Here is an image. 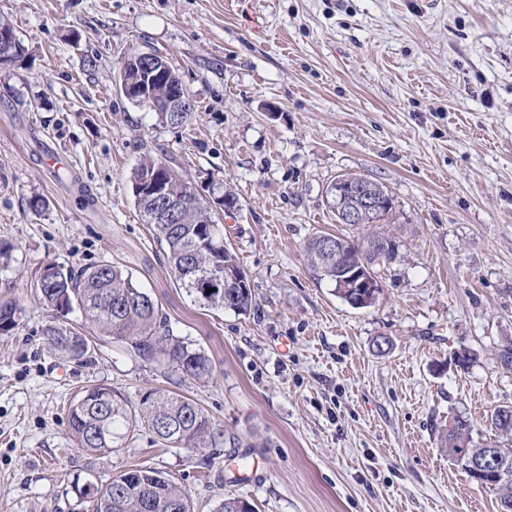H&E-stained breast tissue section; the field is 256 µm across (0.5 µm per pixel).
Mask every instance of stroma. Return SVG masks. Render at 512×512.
<instances>
[{
    "label": "stroma",
    "mask_w": 512,
    "mask_h": 512,
    "mask_svg": "<svg viewBox=\"0 0 512 512\" xmlns=\"http://www.w3.org/2000/svg\"><path fill=\"white\" fill-rule=\"evenodd\" d=\"M0 20L31 52L0 68V303L17 306L0 333V512H91L81 488L136 465L195 512L226 495L256 512H497L442 433L463 418L474 446L511 443L490 416L512 405V0H0ZM136 50L177 68L188 124L119 93ZM147 155L233 194L219 222L248 314L178 288L132 192ZM349 173L396 204L399 256L361 309L306 253L318 233L372 232L327 202ZM51 261L132 275L212 379L103 339L81 359L52 348L34 289ZM96 384L133 405L154 389L195 399L216 442L143 427L110 454L76 448L66 407Z\"/></svg>",
    "instance_id": "obj_1"
}]
</instances>
